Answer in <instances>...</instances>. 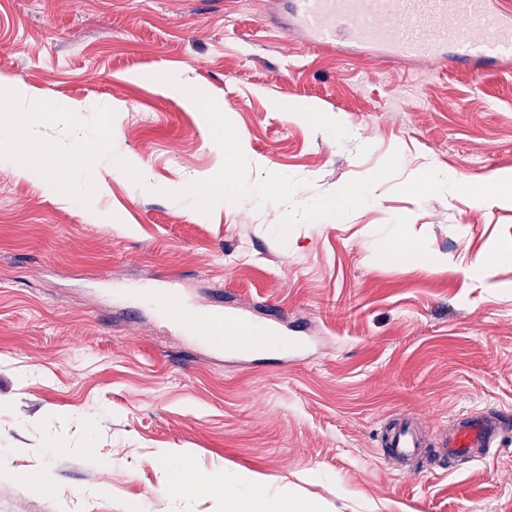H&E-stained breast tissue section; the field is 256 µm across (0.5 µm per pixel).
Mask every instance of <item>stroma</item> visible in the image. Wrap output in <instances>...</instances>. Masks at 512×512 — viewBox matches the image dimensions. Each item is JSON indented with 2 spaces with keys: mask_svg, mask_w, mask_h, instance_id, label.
I'll use <instances>...</instances> for the list:
<instances>
[{
  "mask_svg": "<svg viewBox=\"0 0 512 512\" xmlns=\"http://www.w3.org/2000/svg\"><path fill=\"white\" fill-rule=\"evenodd\" d=\"M289 0H0V77L49 106L38 139L103 145L76 204L0 165V512H213L195 474L291 482L325 512H512V203L474 189L512 174V62L415 73L314 52L272 23ZM208 90L250 155L304 182V203L402 162L342 218L299 222L246 198L211 213L170 192L215 174L199 110L156 74ZM310 104L292 119L284 104ZM341 120L350 129L330 128ZM143 166L147 187L115 164ZM453 190L421 189L428 171ZM437 264L387 262L394 225ZM175 274L188 297L262 322L296 349L218 352L170 334L134 287ZM500 412L485 459L436 450L464 415ZM422 424L412 473L378 451ZM175 455L164 463L162 453ZM43 472L38 485L30 471Z\"/></svg>",
  "mask_w": 512,
  "mask_h": 512,
  "instance_id": "1",
  "label": "stroma"
}]
</instances>
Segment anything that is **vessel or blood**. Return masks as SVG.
<instances>
[{
	"instance_id": "vessel-or-blood-1",
	"label": "vessel or blood",
	"mask_w": 512,
	"mask_h": 512,
	"mask_svg": "<svg viewBox=\"0 0 512 512\" xmlns=\"http://www.w3.org/2000/svg\"><path fill=\"white\" fill-rule=\"evenodd\" d=\"M293 24L305 46L354 50L381 60H412L438 68L449 56L464 59L488 48L512 47V0H293ZM147 302L174 332L224 348L263 345L264 324L225 310L185 301L175 280L148 290ZM502 431L498 414L461 418L440 450L449 462L486 456ZM386 456L409 461L422 452L412 423L400 422L382 437Z\"/></svg>"
}]
</instances>
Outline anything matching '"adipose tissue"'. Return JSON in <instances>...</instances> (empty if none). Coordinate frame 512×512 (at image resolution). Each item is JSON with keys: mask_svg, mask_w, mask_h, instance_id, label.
<instances>
[{"mask_svg": "<svg viewBox=\"0 0 512 512\" xmlns=\"http://www.w3.org/2000/svg\"><path fill=\"white\" fill-rule=\"evenodd\" d=\"M100 148L94 144L81 145L62 154L48 147L34 148L32 142L20 137L11 125L0 124V163L25 177H44L53 194L68 202L76 201L83 188L93 187L96 176V157ZM79 166L83 172V186L65 179L64 170ZM220 498L224 512H324L321 504L308 502L296 492L294 485L282 483L270 497L246 494L227 495L223 475L211 473L200 481Z\"/></svg>", "mask_w": 512, "mask_h": 512, "instance_id": "1", "label": "adipose tissue"}]
</instances>
